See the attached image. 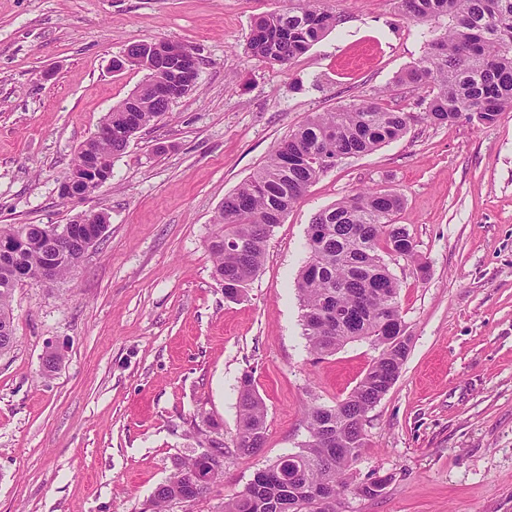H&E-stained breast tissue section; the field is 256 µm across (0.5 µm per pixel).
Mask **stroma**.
<instances>
[{
  "instance_id": "obj_1",
  "label": "stroma",
  "mask_w": 512,
  "mask_h": 512,
  "mask_svg": "<svg viewBox=\"0 0 512 512\" xmlns=\"http://www.w3.org/2000/svg\"><path fill=\"white\" fill-rule=\"evenodd\" d=\"M284 0H0V225L110 223L80 268L15 288L16 343L0 354V512H145L174 458L210 416L224 478L172 512H224L254 473L308 439L304 408L332 405L364 376L369 342L308 347L297 291L313 217L368 188L403 198L395 221L427 273L388 260L412 336L372 409L343 512H512V112L492 125L423 118L426 88L397 75L434 36L392 0H317L335 29L285 66L249 57L257 17ZM167 40L200 57L196 89L137 133L90 198L59 185L79 147L146 73L112 72L131 43ZM385 92L410 114L403 137L320 172L275 227L237 299L206 243L229 193L316 113ZM61 363L43 376L47 349ZM251 373L267 442L233 448L238 386Z\"/></svg>"
}]
</instances>
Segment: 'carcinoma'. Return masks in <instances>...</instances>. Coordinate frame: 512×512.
Instances as JSON below:
<instances>
[{
	"label": "carcinoma",
	"instance_id": "carcinoma-1",
	"mask_svg": "<svg viewBox=\"0 0 512 512\" xmlns=\"http://www.w3.org/2000/svg\"><path fill=\"white\" fill-rule=\"evenodd\" d=\"M399 14L416 25L449 19L448 27L429 41L419 60L396 78L401 86L427 87L422 101L426 119L453 125L466 117L493 125L512 111V0H393ZM340 22L315 6V0H288V7L259 17L247 43L248 53L271 64L285 65L304 54ZM168 106L145 93L137 111L112 108V141L91 145L105 168L128 147V126L146 127ZM409 115L388 107L380 96L316 113L281 140L265 162L232 194L224 197L208 239L213 276L224 293L236 298L259 272L274 227L299 200L317 174L327 168L322 155L336 161L359 155L402 137ZM400 196L385 189L361 191L320 211L308 230L310 257L297 289L312 353L325 356L349 342L367 340L378 350L364 377L349 395L331 406L306 408L309 437L296 453L256 471L243 490L224 501V512H326L307 494L325 484L340 504L349 489L347 474L366 446L364 422L385 395L383 381L399 376L408 346L396 337L408 335L399 306L400 285L384 257L418 263L416 244L394 215ZM95 225L76 228L74 241L56 265L61 280L73 274L88 251ZM0 353L15 343L12 296L53 254L51 239L33 224L0 226ZM239 419L234 448L250 455L267 439L265 407L246 373L238 391ZM212 453L173 461V472L150 499V512H170L178 501L201 498L197 480L216 473L224 477V440H211ZM387 479L354 488L358 496L381 494Z\"/></svg>",
	"mask_w": 512,
	"mask_h": 512
}]
</instances>
